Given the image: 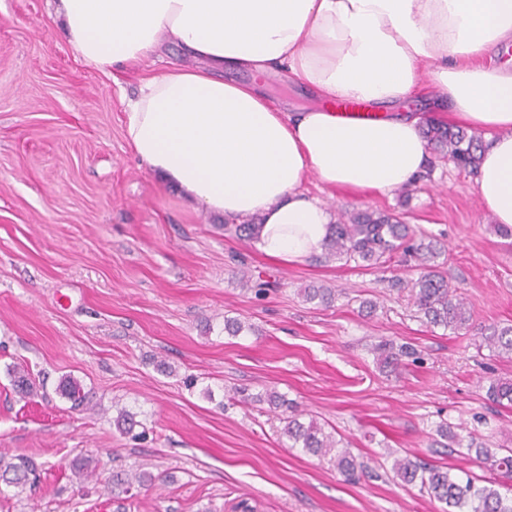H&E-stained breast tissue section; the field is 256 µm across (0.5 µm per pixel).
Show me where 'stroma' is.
I'll return each mask as SVG.
<instances>
[{
  "label": "stroma",
  "instance_id": "35a3bbf8",
  "mask_svg": "<svg viewBox=\"0 0 512 512\" xmlns=\"http://www.w3.org/2000/svg\"><path fill=\"white\" fill-rule=\"evenodd\" d=\"M49 10L0 0V471L22 456L36 469L26 485L0 481V512H442L393 479L394 457L489 478L437 432L445 423L512 449V405L486 394L490 380L512 381V359L478 334L512 325V234L474 174L432 154L424 177L389 197L312 176L302 186L333 217L392 213L437 244L471 324L433 328L413 304L412 262L285 263L160 182L126 139L121 97L184 63L179 45L109 78L78 59ZM232 78L258 81L290 112L319 102L280 73ZM311 285L335 289L332 304L306 301ZM228 318L243 332L225 333ZM382 340L411 343L419 362L380 368ZM16 366L34 396L14 388ZM66 379L82 406L61 394ZM270 391L348 443L369 475L346 480L330 458L290 448ZM122 408L136 436L117 429ZM86 458L95 474L76 477ZM123 471L155 481L113 494Z\"/></svg>",
  "mask_w": 512,
  "mask_h": 512
}]
</instances>
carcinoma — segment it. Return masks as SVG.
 <instances>
[{"label": "carcinoma", "instance_id": "obj_1", "mask_svg": "<svg viewBox=\"0 0 512 512\" xmlns=\"http://www.w3.org/2000/svg\"><path fill=\"white\" fill-rule=\"evenodd\" d=\"M428 142L442 157L460 167L477 170L481 139L463 129H454L431 124L426 129ZM261 219L254 218L244 224H224L233 229L239 239H251L257 235ZM403 253L416 262L420 269L419 277L412 282L411 292L417 312L427 323L445 329H459L469 325L470 315L463 301L449 288L448 280L436 270L434 259L439 251L432 241L416 237L409 225L402 223L391 213L355 211L342 216L332 225L324 245V256L362 262L369 266H380L390 261L396 254ZM306 300L329 304L335 296L332 288H305ZM482 345L497 356L512 357V326L488 327L481 333ZM376 360L385 367L398 365L403 359L415 355V350L407 343L396 344L392 340H382L373 347ZM14 386L23 395L34 392V383L25 369L14 370ZM488 398L496 403H512V382L494 379L487 389ZM282 433L288 437L291 447L300 448L305 453L326 457L333 456L336 469L344 476H352L361 467L348 448H338V441L324 428L311 421L304 424L295 416L283 418ZM441 436L451 440L457 447L475 450L476 458L489 465L494 477L483 486L475 484L471 477L461 479L439 466L429 465L421 460L409 458L395 459L392 464L394 476L405 484L420 482V489L438 502L446 505L443 512H512V487L501 492V479H512V451L499 455L497 449L485 443L450 430L446 424L439 426ZM34 471L33 463L24 458L9 466L0 479L8 484H21L28 480ZM155 481L149 473L134 476H112V487L130 489L133 483L148 486Z\"/></svg>", "mask_w": 512, "mask_h": 512}]
</instances>
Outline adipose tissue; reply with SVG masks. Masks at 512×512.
Wrapping results in <instances>:
<instances>
[{
    "label": "adipose tissue",
    "mask_w": 512,
    "mask_h": 512,
    "mask_svg": "<svg viewBox=\"0 0 512 512\" xmlns=\"http://www.w3.org/2000/svg\"><path fill=\"white\" fill-rule=\"evenodd\" d=\"M80 61L140 67L172 40L199 59L142 80L125 135L135 155L196 207L260 215L257 247L292 262L320 253L332 215L321 183L387 195L425 172L421 116L404 105L428 72L439 109L487 140L476 173L484 207L512 228V0H57L51 16ZM285 71L323 99L288 113L255 82L222 71ZM365 104L367 119L334 104Z\"/></svg>",
    "instance_id": "obj_1"
}]
</instances>
